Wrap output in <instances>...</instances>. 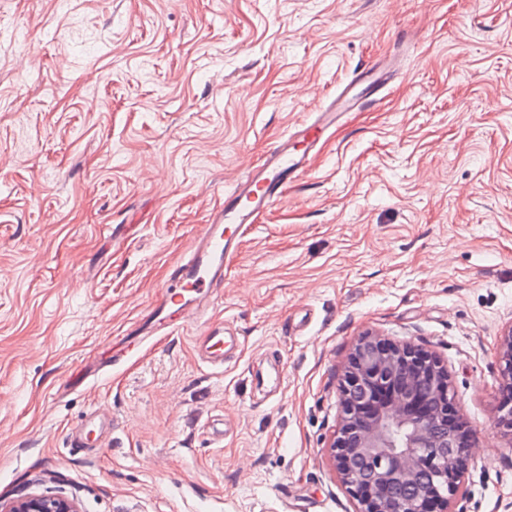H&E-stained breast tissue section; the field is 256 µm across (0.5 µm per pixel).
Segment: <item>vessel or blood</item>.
<instances>
[{
  "label": "vessel or blood",
  "mask_w": 512,
  "mask_h": 512,
  "mask_svg": "<svg viewBox=\"0 0 512 512\" xmlns=\"http://www.w3.org/2000/svg\"><path fill=\"white\" fill-rule=\"evenodd\" d=\"M395 76L392 64L379 60L366 64L355 77L339 88L316 112L313 120L295 125L289 134L277 140L230 189L202 224L192 254L176 265L172 277L162 289V298L154 313L161 326L189 316L194 306L186 293L209 296L224 280V265L234 247L239 230L281 202L284 192L311 167L315 151L326 133L340 118L371 105ZM223 334L205 338L202 353L214 366L224 363Z\"/></svg>",
  "instance_id": "b4317fda"
}]
</instances>
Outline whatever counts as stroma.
<instances>
[{
    "instance_id": "1",
    "label": "stroma",
    "mask_w": 512,
    "mask_h": 512,
    "mask_svg": "<svg viewBox=\"0 0 512 512\" xmlns=\"http://www.w3.org/2000/svg\"><path fill=\"white\" fill-rule=\"evenodd\" d=\"M386 54L215 298L131 342L224 189ZM510 325L512 0H0L1 500L354 512L328 446L373 332L448 368L457 512H512ZM95 410L97 447H68ZM498 359L501 367V381L507 398L500 406L496 425L512 436V325L500 336ZM225 339L224 334L220 333H214L205 338L202 345V353L207 363L214 366H223Z\"/></svg>"
}]
</instances>
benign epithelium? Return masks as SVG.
<instances>
[{
    "instance_id": "1",
    "label": "benign epithelium",
    "mask_w": 512,
    "mask_h": 512,
    "mask_svg": "<svg viewBox=\"0 0 512 512\" xmlns=\"http://www.w3.org/2000/svg\"><path fill=\"white\" fill-rule=\"evenodd\" d=\"M498 359L507 398L498 428L512 435V325ZM473 431L451 395L448 370L430 352L366 333L347 361L330 461L355 512H453L469 470ZM0 512H82L67 497L0 500Z\"/></svg>"
}]
</instances>
